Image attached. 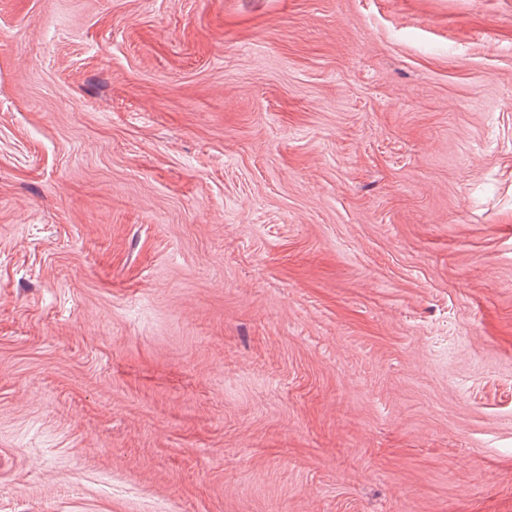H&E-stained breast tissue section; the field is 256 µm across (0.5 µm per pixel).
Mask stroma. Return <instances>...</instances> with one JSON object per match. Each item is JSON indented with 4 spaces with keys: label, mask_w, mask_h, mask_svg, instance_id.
<instances>
[{
    "label": "stroma",
    "mask_w": 512,
    "mask_h": 512,
    "mask_svg": "<svg viewBox=\"0 0 512 512\" xmlns=\"http://www.w3.org/2000/svg\"><path fill=\"white\" fill-rule=\"evenodd\" d=\"M0 512H512V0H0Z\"/></svg>",
    "instance_id": "obj_1"
}]
</instances>
